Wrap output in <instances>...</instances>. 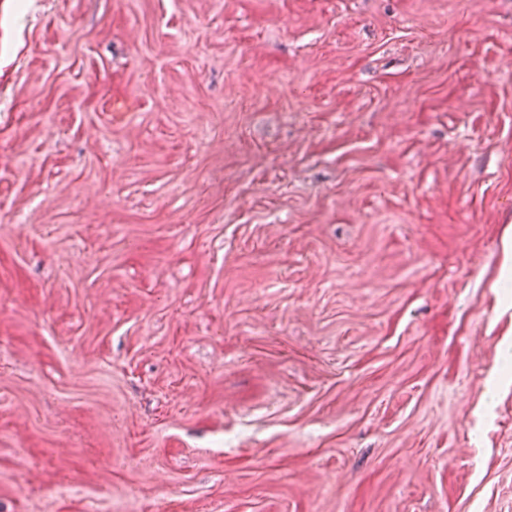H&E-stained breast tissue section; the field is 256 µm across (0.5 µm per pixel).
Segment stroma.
<instances>
[{
	"label": "stroma",
	"mask_w": 512,
	"mask_h": 512,
	"mask_svg": "<svg viewBox=\"0 0 512 512\" xmlns=\"http://www.w3.org/2000/svg\"><path fill=\"white\" fill-rule=\"evenodd\" d=\"M512 0H0V512H512Z\"/></svg>",
	"instance_id": "35a3bbf8"
}]
</instances>
